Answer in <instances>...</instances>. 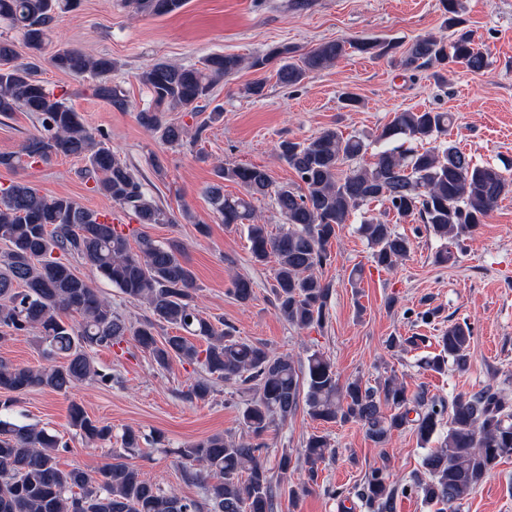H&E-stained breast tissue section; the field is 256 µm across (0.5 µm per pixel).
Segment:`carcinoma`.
<instances>
[{
    "label": "carcinoma",
    "mask_w": 512,
    "mask_h": 512,
    "mask_svg": "<svg viewBox=\"0 0 512 512\" xmlns=\"http://www.w3.org/2000/svg\"><path fill=\"white\" fill-rule=\"evenodd\" d=\"M186 0H125L134 12L162 17L178 12ZM445 23L454 38L444 44L421 35L392 57L398 45L377 38L326 41L299 61L296 50L280 45L252 59L260 70L277 60L276 77L284 87L300 85L310 73L324 70L353 50L374 59L392 58L405 71L454 61L471 72L489 64L472 34L462 28L459 0H440ZM79 6V0H0V24L17 31L31 61L17 62L14 43L0 38V115L30 112L39 124L20 151L0 154V167L17 169L48 165L58 156H72L86 164L91 190L117 205L143 226L173 224L175 218L148 193L134 170L121 160L69 104V92L49 87L36 78L41 54L57 16ZM62 72L95 80L94 94L113 104H125L122 91L110 81L119 64L108 55L88 56L67 46L50 57ZM244 60L213 53L200 65L156 62L139 74L150 103L137 112L138 123L157 133L168 145H181L185 127L165 118L167 112H191L209 100L215 85L235 75ZM452 116L432 109L402 110L372 141L345 137L326 129L303 141L283 140L279 158L300 184L277 185L260 166H220L209 187L214 211L225 226L241 227L254 262L273 263L272 290L278 315L300 329L322 327L329 315L330 284L317 275L331 261L336 229L371 201L387 203L398 220L417 217L427 233L441 242L436 261L447 263L462 250L475 228L505 196L512 193V174L482 164L444 139ZM405 136L420 144L404 149L393 141ZM375 147L374 161L341 173V166ZM238 184L240 196L224 194V182ZM270 200L283 217L274 235L255 217V203ZM358 232L367 241L372 261L391 270L411 250L410 239L392 224L365 218ZM137 249H132L130 237ZM0 333L37 331L45 344L47 364L34 369L0 360V393L20 394L37 388L68 393L77 384L112 376L100 372L92 355L98 347L129 341L167 367L175 359L197 363L206 376L195 380L186 398L204 399L212 391L210 378L238 381L253 395L242 407L240 421L247 441L211 435L177 450L184 481L199 485L214 512H276L282 492L263 454L264 434L284 422L300 405L322 423L358 422L366 436L384 445L392 435L409 429L428 444L440 446L423 459L424 476L411 488L426 501L454 512L498 465L512 456V404L491 386L458 394L451 402L412 391L391 376L377 386L354 377L344 382L334 363L313 350L294 360L275 354L222 330L193 304L194 273L176 242L162 243L143 232L120 230L112 213L85 208L65 196H47L27 181L0 187ZM78 259L112 282L125 297L145 304L148 315L136 324L112 311V302L77 276L70 259ZM231 292L243 304L254 297L253 282L233 281ZM73 312L77 325L64 318ZM167 326L178 333L157 335ZM471 326L448 325L438 337L441 352L421 359L420 367L440 372L447 364L465 372L470 366ZM70 424L87 442L106 441L112 429L92 419L77 402L69 408ZM62 440L29 425L0 418V512H196L200 504L174 492L164 493L146 481L134 466L115 461L97 475L80 468L62 470L56 451ZM330 454L329 438L314 432L297 451L281 450L282 475L303 469L306 480L288 485L293 502L316 483L320 465ZM361 497L374 512H393L395 488L381 468L365 474Z\"/></svg>",
    "instance_id": "carcinoma-1"
}]
</instances>
